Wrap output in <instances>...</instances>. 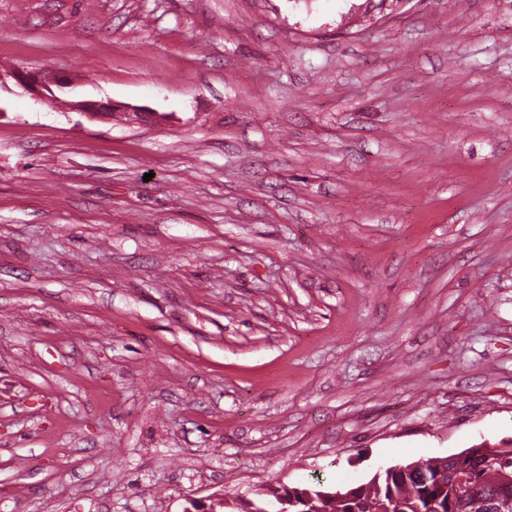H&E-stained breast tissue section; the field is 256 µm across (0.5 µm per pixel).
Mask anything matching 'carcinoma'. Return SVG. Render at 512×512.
Listing matches in <instances>:
<instances>
[{
    "label": "carcinoma",
    "mask_w": 512,
    "mask_h": 512,
    "mask_svg": "<svg viewBox=\"0 0 512 512\" xmlns=\"http://www.w3.org/2000/svg\"><path fill=\"white\" fill-rule=\"evenodd\" d=\"M472 478L469 485L455 482L459 462L438 459H425L416 463L410 473L384 470L374 475L365 485L335 491L317 486L307 487V491L319 498L318 512H482V503L500 495L491 471L501 468V464L488 460L480 453L465 461ZM271 502L277 509H266L268 502L258 504L248 502L250 512H303L300 498H291L288 489L278 492L268 489ZM502 496V495H500ZM512 493L502 496L504 510L512 509L508 500Z\"/></svg>",
    "instance_id": "obj_1"
}]
</instances>
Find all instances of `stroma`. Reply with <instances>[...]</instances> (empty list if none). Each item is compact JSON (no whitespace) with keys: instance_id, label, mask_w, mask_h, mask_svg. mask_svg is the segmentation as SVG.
I'll return each instance as SVG.
<instances>
[{"instance_id":"1","label":"stroma","mask_w":512,"mask_h":512,"mask_svg":"<svg viewBox=\"0 0 512 512\" xmlns=\"http://www.w3.org/2000/svg\"><path fill=\"white\" fill-rule=\"evenodd\" d=\"M3 383L0 512L512 448V0H0ZM20 85L26 89L39 92L41 88L50 91V85H54L59 89L71 88V83L63 75H45L37 72H28L24 70H16L11 75ZM78 107L81 111L85 112L86 114H88L90 117L92 118H105V119H109V118H112V117H116L117 114H123V115H127V116H130V114H132V116L136 117L137 119H141V120H156V118H158V116L156 114H152L150 112H123V113H120L121 112V107L117 106V105H112L111 102L109 103H98V102H90V101H86V102H80L78 104ZM119 112V113H117Z\"/></svg>"}]
</instances>
